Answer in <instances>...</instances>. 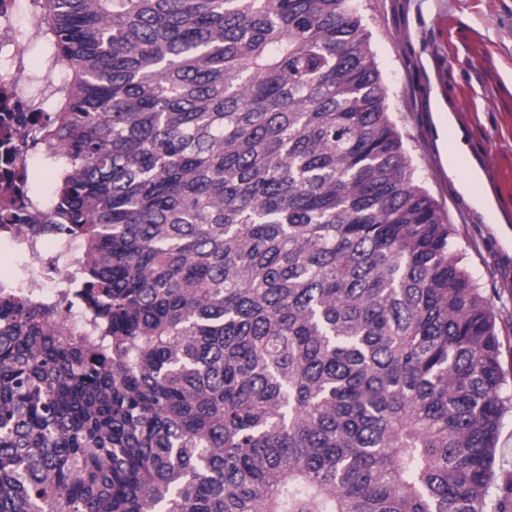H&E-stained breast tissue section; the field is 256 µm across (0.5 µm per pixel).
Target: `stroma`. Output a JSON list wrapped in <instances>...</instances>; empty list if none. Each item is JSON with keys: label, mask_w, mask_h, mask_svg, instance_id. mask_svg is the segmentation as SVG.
I'll return each mask as SVG.
<instances>
[{"label": "stroma", "mask_w": 512, "mask_h": 512, "mask_svg": "<svg viewBox=\"0 0 512 512\" xmlns=\"http://www.w3.org/2000/svg\"><path fill=\"white\" fill-rule=\"evenodd\" d=\"M391 117L498 315L512 366V0H360Z\"/></svg>", "instance_id": "35a3bbf8"}]
</instances>
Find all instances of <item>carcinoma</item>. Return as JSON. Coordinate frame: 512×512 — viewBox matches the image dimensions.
<instances>
[{"label": "carcinoma", "mask_w": 512, "mask_h": 512, "mask_svg": "<svg viewBox=\"0 0 512 512\" xmlns=\"http://www.w3.org/2000/svg\"><path fill=\"white\" fill-rule=\"evenodd\" d=\"M40 31L42 231L80 247L58 297L0 288V512H512L497 314L358 0H44ZM494 468L499 474H512V404H507L501 416Z\"/></svg>", "instance_id": "obj_1"}]
</instances>
